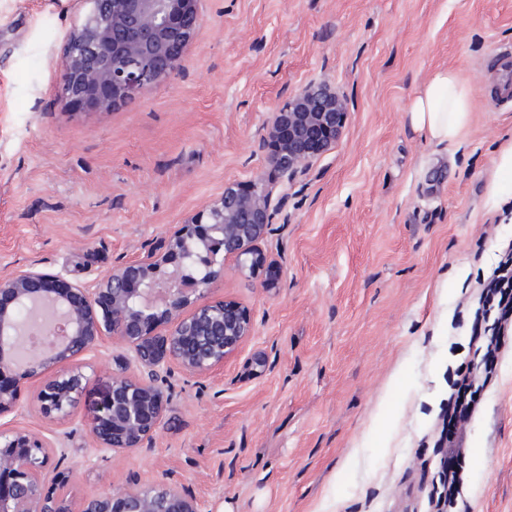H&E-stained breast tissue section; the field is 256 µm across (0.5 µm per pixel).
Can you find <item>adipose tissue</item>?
<instances>
[{
	"instance_id": "ef3b65f1",
	"label": "adipose tissue",
	"mask_w": 512,
	"mask_h": 512,
	"mask_svg": "<svg viewBox=\"0 0 512 512\" xmlns=\"http://www.w3.org/2000/svg\"><path fill=\"white\" fill-rule=\"evenodd\" d=\"M473 87L452 69L436 71L409 104L404 119L437 143L458 141L471 120Z\"/></svg>"
}]
</instances>
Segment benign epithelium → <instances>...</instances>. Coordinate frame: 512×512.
Masks as SVG:
<instances>
[{
    "label": "benign epithelium",
    "mask_w": 512,
    "mask_h": 512,
    "mask_svg": "<svg viewBox=\"0 0 512 512\" xmlns=\"http://www.w3.org/2000/svg\"><path fill=\"white\" fill-rule=\"evenodd\" d=\"M92 8L66 40L62 91L106 111L134 102L176 67L200 26L198 0H90ZM343 100L326 84H310L273 113L269 134L288 138L272 163L295 177L342 134ZM272 194L249 196L233 185L204 216L181 225L150 252L74 284L34 266L0 275V418L18 412V391L42 380L41 414L71 416L86 375L78 358L114 339L137 373H120L90 433L99 454L130 451L150 440L166 409L163 387L170 365L207 376L236 354L254 333L250 313L229 299L202 304L231 260L241 273L264 264L260 243L272 231ZM167 325L164 335L155 333ZM54 451L40 434L0 422V512H202L193 496L172 487L129 488L88 497L73 510L44 492Z\"/></svg>",
    "instance_id": "7a95c632"
}]
</instances>
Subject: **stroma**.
Listing matches in <instances>:
<instances>
[{
  "instance_id": "stroma-1",
  "label": "stroma",
  "mask_w": 512,
  "mask_h": 512,
  "mask_svg": "<svg viewBox=\"0 0 512 512\" xmlns=\"http://www.w3.org/2000/svg\"><path fill=\"white\" fill-rule=\"evenodd\" d=\"M90 8L0 0V274L32 264L90 283L234 185L272 191L262 248L276 279L226 264L206 297L246 307L254 334L208 376L172 368L148 445L104 457L89 434L122 344L84 356L66 420L42 416L29 382L14 423L50 438L73 475L48 489L77 502L170 485L203 512H312L324 498L329 512H512V328L450 492L440 448L454 383L485 352L472 336L478 282L512 243V172L497 171L512 102L494 96L493 58L512 54V0H199L178 67L108 111L60 91L65 39ZM444 67L475 89L458 145L404 119ZM320 82L346 101L343 134L282 178L269 119Z\"/></svg>"
}]
</instances>
